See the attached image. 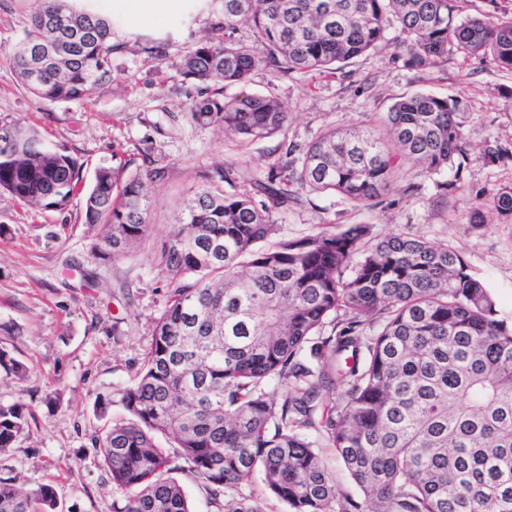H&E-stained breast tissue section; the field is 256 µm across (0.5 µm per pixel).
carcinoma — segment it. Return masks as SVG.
I'll return each instance as SVG.
<instances>
[{
  "mask_svg": "<svg viewBox=\"0 0 512 512\" xmlns=\"http://www.w3.org/2000/svg\"><path fill=\"white\" fill-rule=\"evenodd\" d=\"M13 56L24 85L51 103L78 100L113 80L109 22L66 0H35ZM463 14L462 0H223L222 35L188 48L180 70L199 87L186 108L201 128L242 145L288 126L269 94L224 99L257 68L276 75L336 74L403 35L398 60L427 72L460 52L512 72V18ZM71 40L66 56L51 57ZM458 99L416 91L379 124L330 128L303 149L290 143L250 188L224 189L217 167L189 197L160 262L183 279L156 319L134 382L96 396L95 447L125 492L113 512H190L191 474L213 512H265L234 495L256 474L288 512H512V322L462 255L423 235L373 234L369 224L299 239L279 236L274 214L311 193L375 206L409 180L470 161ZM507 153L485 143L480 158ZM153 161L97 168L82 195L98 252L125 256L146 239ZM81 164L28 125L0 126V191L46 210L65 208ZM493 208L512 218V184ZM331 327L330 334L325 328ZM0 369L26 366L0 348ZM276 382L281 392H270ZM26 405L0 404V452L28 432ZM170 447H162L158 437ZM334 449L360 496L338 490L319 449ZM54 490L26 493L0 480V512H54Z\"/></svg>",
  "mask_w": 512,
  "mask_h": 512,
  "instance_id": "obj_1",
  "label": "carcinoma"
}]
</instances>
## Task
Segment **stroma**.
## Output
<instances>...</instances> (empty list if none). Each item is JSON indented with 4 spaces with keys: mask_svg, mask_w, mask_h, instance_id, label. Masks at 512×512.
<instances>
[{
    "mask_svg": "<svg viewBox=\"0 0 512 512\" xmlns=\"http://www.w3.org/2000/svg\"><path fill=\"white\" fill-rule=\"evenodd\" d=\"M221 4L204 0L198 12L178 17L113 20V81L51 105L22 84L12 64L34 0H0V125L36 127L78 159L87 182L98 167L138 164L146 155L164 171L148 186L146 243L119 259L96 252L101 227L85 223L79 200L44 210L0 193V347L28 367L21 381L0 372V404L20 401L34 415L28 435L0 454V479L30 492L53 486L58 512H112L123 496L96 457L94 437L105 421L94 402L136 378L177 285L158 260L160 247L182 201L216 167L231 165L244 188L287 143L304 146L326 128L362 124L413 91L458 98L475 157L461 172L459 190L439 197L435 176L418 172L417 191L395 186L374 207L309 195L274 219L291 238L369 224L379 236L412 233L448 243L490 288L500 316L512 321V222L491 210L484 223L469 221L474 203L490 202L512 182V157L495 164L477 159L488 140L512 150V72L461 54L428 72L408 71L395 58L400 35L391 29L383 49L345 63L340 75L277 76L259 68L246 86H226L225 97L271 94L288 112L286 132L241 146L189 120L186 106L197 89L179 70L187 48L221 21Z\"/></svg>",
    "mask_w": 512,
    "mask_h": 512,
    "instance_id": "obj_1",
    "label": "stroma"
}]
</instances>
